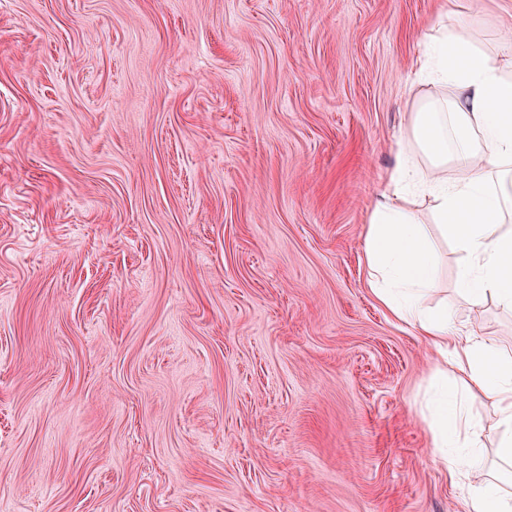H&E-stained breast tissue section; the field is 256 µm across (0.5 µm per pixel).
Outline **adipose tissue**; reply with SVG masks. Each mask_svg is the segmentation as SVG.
Returning <instances> with one entry per match:
<instances>
[{
  "instance_id": "adipose-tissue-1",
  "label": "adipose tissue",
  "mask_w": 512,
  "mask_h": 512,
  "mask_svg": "<svg viewBox=\"0 0 512 512\" xmlns=\"http://www.w3.org/2000/svg\"><path fill=\"white\" fill-rule=\"evenodd\" d=\"M416 70L453 93L409 116L412 147L398 154L369 215L370 292L439 356V388L425 408L435 464L449 482L469 483L463 512H512V491L488 480L479 464V425L469 405L479 396L493 408L496 454L511 467L512 352L458 323L447 305H429L437 283L433 243L412 207L415 196L430 198L432 220L459 256L463 299L473 307L491 299L512 311V78L450 11L426 33Z\"/></svg>"
}]
</instances>
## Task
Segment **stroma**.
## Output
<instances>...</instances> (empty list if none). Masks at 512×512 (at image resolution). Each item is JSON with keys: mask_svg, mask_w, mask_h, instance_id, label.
Listing matches in <instances>:
<instances>
[{"mask_svg": "<svg viewBox=\"0 0 512 512\" xmlns=\"http://www.w3.org/2000/svg\"><path fill=\"white\" fill-rule=\"evenodd\" d=\"M448 5L512 73V0H0V512H460L364 254Z\"/></svg>", "mask_w": 512, "mask_h": 512, "instance_id": "obj_1", "label": "stroma"}]
</instances>
